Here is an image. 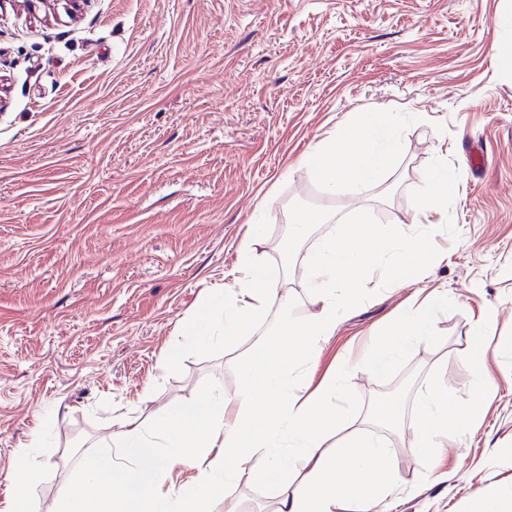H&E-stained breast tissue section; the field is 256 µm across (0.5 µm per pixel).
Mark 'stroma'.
Segmentation results:
<instances>
[{"instance_id": "1", "label": "stroma", "mask_w": 512, "mask_h": 512, "mask_svg": "<svg viewBox=\"0 0 512 512\" xmlns=\"http://www.w3.org/2000/svg\"><path fill=\"white\" fill-rule=\"evenodd\" d=\"M512 0H23L0 5V497L33 434V512L79 462L159 415L233 397L239 368L313 302L309 258L343 220L396 229L428 262L395 277L367 251L364 288L303 377L320 383L398 330L417 291L447 294L390 370L343 382L347 432L387 445L389 512H480L512 488V74L496 20ZM399 142L361 190L328 191L309 157L365 114ZM483 155L474 164V155ZM454 177L421 217L430 170ZM314 224L291 252L298 213ZM285 273L264 318L199 347L184 333L233 287L249 238ZM492 334L476 346L483 317ZM179 355L163 358L171 345ZM490 385L469 383L467 361ZM466 429L418 447L437 375Z\"/></svg>"}]
</instances>
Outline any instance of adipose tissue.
<instances>
[{
	"instance_id": "adipose-tissue-1",
	"label": "adipose tissue",
	"mask_w": 512,
	"mask_h": 512,
	"mask_svg": "<svg viewBox=\"0 0 512 512\" xmlns=\"http://www.w3.org/2000/svg\"><path fill=\"white\" fill-rule=\"evenodd\" d=\"M396 149L391 123L364 120L319 148L309 163L330 188L360 186L385 169ZM366 243L378 253L396 255L394 276L410 275L411 265L400 259L404 244L395 232L343 225L339 240L324 241L310 261V275L322 296L320 312L302 324L282 318L272 341L254 348L240 374L234 414L225 415L223 400L208 395L164 412L158 439L131 429L126 445L133 466L114 468L108 452L87 458V490L65 494L57 512H212L213 492L219 486L224 489V512H236L238 484L256 477L277 485L279 512H336L342 487L375 512L399 478L388 463V448L379 439L349 435L336 449H326V436L344 422L338 403L343 375L334 373L312 390L299 388L295 376L320 342L335 333L337 304L353 303ZM242 254L243 277L233 287L211 293L203 320L188 325L200 346L213 340L209 319H222L225 335L238 336L264 317L273 298L280 270L263 265L253 243H246ZM445 302L437 295L409 307L401 333L376 344L367 357L368 367L376 372L387 369L415 339L430 335L433 313ZM270 396L276 399L271 417L256 422V407ZM454 399L453 388L441 381L420 401L419 447H436L437 437L447 433L448 405ZM290 453L301 454L309 466L298 484L288 479ZM178 462L196 468V477L175 496L156 494L158 477Z\"/></svg>"
}]
</instances>
